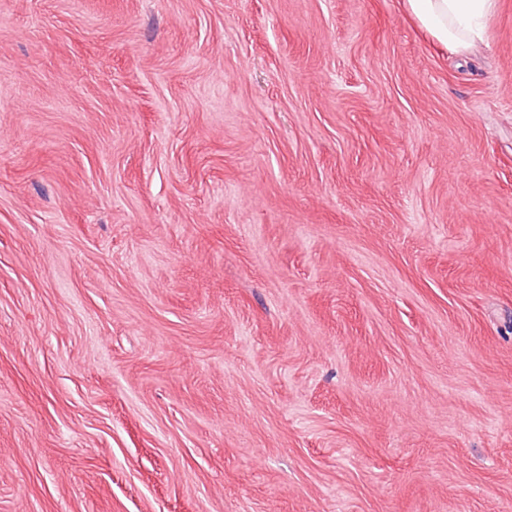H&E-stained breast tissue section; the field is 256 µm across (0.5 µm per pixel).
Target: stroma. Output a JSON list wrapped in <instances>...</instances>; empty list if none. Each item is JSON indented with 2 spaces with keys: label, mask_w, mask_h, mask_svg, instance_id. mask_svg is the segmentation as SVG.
<instances>
[{
  "label": "stroma",
  "mask_w": 512,
  "mask_h": 512,
  "mask_svg": "<svg viewBox=\"0 0 512 512\" xmlns=\"http://www.w3.org/2000/svg\"><path fill=\"white\" fill-rule=\"evenodd\" d=\"M0 512H512V0H0ZM498 0H406V7L434 41L466 52L486 37L489 18Z\"/></svg>",
  "instance_id": "1"
}]
</instances>
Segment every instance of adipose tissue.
Returning <instances> with one entry per match:
<instances>
[{
    "label": "adipose tissue",
    "mask_w": 512,
    "mask_h": 512,
    "mask_svg": "<svg viewBox=\"0 0 512 512\" xmlns=\"http://www.w3.org/2000/svg\"><path fill=\"white\" fill-rule=\"evenodd\" d=\"M498 0H406V7L434 41L465 52L486 37L489 18Z\"/></svg>",
    "instance_id": "ef3b65f1"
}]
</instances>
